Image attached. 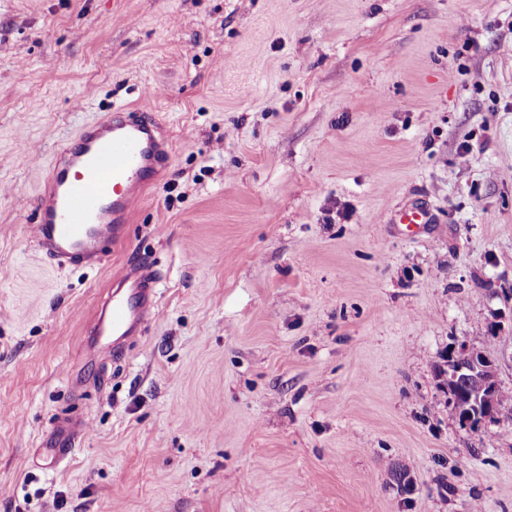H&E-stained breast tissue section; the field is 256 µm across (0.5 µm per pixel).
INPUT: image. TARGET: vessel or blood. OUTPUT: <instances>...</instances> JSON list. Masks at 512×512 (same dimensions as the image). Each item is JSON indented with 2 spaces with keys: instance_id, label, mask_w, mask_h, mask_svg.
I'll list each match as a JSON object with an SVG mask.
<instances>
[{
  "instance_id": "vessel-or-blood-1",
  "label": "vessel or blood",
  "mask_w": 512,
  "mask_h": 512,
  "mask_svg": "<svg viewBox=\"0 0 512 512\" xmlns=\"http://www.w3.org/2000/svg\"><path fill=\"white\" fill-rule=\"evenodd\" d=\"M167 142L160 124L126 107L89 124L76 146L55 156L38 200L35 238L57 266L98 262L105 242L121 238L144 188L158 181ZM157 288L147 267L125 270L112 285L87 340L91 350L107 341L140 335L157 311Z\"/></svg>"
}]
</instances>
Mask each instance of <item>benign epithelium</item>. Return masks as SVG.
<instances>
[{
    "mask_svg": "<svg viewBox=\"0 0 512 512\" xmlns=\"http://www.w3.org/2000/svg\"><path fill=\"white\" fill-rule=\"evenodd\" d=\"M462 377L469 383L465 391L458 388ZM438 378L448 395V409L462 427L488 429L500 422L503 404L499 398L498 364L483 349L467 341L452 346Z\"/></svg>",
    "mask_w": 512,
    "mask_h": 512,
    "instance_id": "7a95c632",
    "label": "benign epithelium"
}]
</instances>
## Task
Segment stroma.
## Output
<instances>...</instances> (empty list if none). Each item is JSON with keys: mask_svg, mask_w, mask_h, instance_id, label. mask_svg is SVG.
Returning <instances> with one entry per match:
<instances>
[{"mask_svg": "<svg viewBox=\"0 0 512 512\" xmlns=\"http://www.w3.org/2000/svg\"><path fill=\"white\" fill-rule=\"evenodd\" d=\"M115 105L167 167L56 268L43 173ZM142 263L158 317L89 353ZM462 340L512 389V0H0V512H512V420L437 385Z\"/></svg>", "mask_w": 512, "mask_h": 512, "instance_id": "35a3bbf8", "label": "stroma"}]
</instances>
